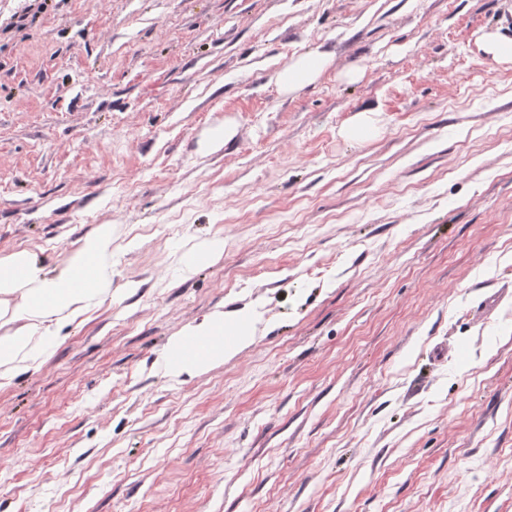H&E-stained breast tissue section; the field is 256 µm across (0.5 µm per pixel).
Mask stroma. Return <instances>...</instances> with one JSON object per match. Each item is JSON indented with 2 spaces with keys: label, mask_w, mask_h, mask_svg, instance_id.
Returning a JSON list of instances; mask_svg holds the SVG:
<instances>
[{
  "label": "stroma",
  "mask_w": 512,
  "mask_h": 512,
  "mask_svg": "<svg viewBox=\"0 0 512 512\" xmlns=\"http://www.w3.org/2000/svg\"><path fill=\"white\" fill-rule=\"evenodd\" d=\"M490 33L512 0H0V259L62 265L102 224L113 250L99 305L0 387V512H512ZM242 310L247 344L169 373ZM326 55L307 52L298 56L277 75L282 90L293 93L312 83L328 65ZM254 332V316L250 311H243L232 319H224V314H211L205 316L197 325L190 327L186 332L171 344L175 348L185 336H216L215 339L229 341L231 336H237V341L231 346L212 344V340L206 338L188 337L183 343L185 352L203 351L202 355L179 354L169 361L168 370L172 375H180L183 372L204 370L213 363L224 360L236 347L246 343ZM224 335V336H222ZM181 345V344H180ZM179 345V347H180Z\"/></svg>",
  "instance_id": "35a3bbf8"
}]
</instances>
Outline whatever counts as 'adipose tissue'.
Instances as JSON below:
<instances>
[{"mask_svg": "<svg viewBox=\"0 0 512 512\" xmlns=\"http://www.w3.org/2000/svg\"><path fill=\"white\" fill-rule=\"evenodd\" d=\"M329 62L326 55L307 52L277 76L282 90L293 93L312 83ZM112 257V227L103 224L68 260L48 268L33 252L22 250L0 259V322L10 329L0 334V385L20 369L35 367L46 357L65 321L95 306L108 284ZM254 332V316L245 311L227 319L205 316L189 335L235 336L246 343Z\"/></svg>", "mask_w": 512, "mask_h": 512, "instance_id": "obj_1", "label": "adipose tissue"}]
</instances>
